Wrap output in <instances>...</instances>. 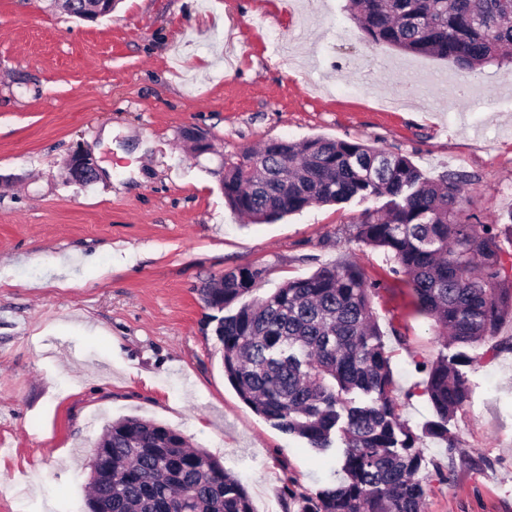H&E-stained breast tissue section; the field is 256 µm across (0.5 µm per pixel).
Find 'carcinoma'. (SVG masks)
I'll return each instance as SVG.
<instances>
[{"instance_id": "cac0c4a2", "label": "carcinoma", "mask_w": 512, "mask_h": 512, "mask_svg": "<svg viewBox=\"0 0 512 512\" xmlns=\"http://www.w3.org/2000/svg\"><path fill=\"white\" fill-rule=\"evenodd\" d=\"M367 40L450 60L463 71L512 67V0H348ZM471 176L433 181L409 157L354 140L272 141L224 160V200L256 223L315 204L386 198L365 210L354 237L407 277L421 314L462 351L427 368L434 419L421 433L400 420L390 358L354 264L322 267L218 319L224 373L240 398L282 431L319 451L343 449L340 479L304 497L301 512H424L419 443L447 442L470 399L464 349L493 339L512 315V274L502 229L461 216ZM263 270L224 274L198 289L206 307L242 299ZM102 440L112 480L91 466L89 512H254L242 483L178 432L128 417Z\"/></svg>"}]
</instances>
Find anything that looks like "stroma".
<instances>
[{"instance_id":"35a3bbf8","label":"stroma","mask_w":512,"mask_h":512,"mask_svg":"<svg viewBox=\"0 0 512 512\" xmlns=\"http://www.w3.org/2000/svg\"><path fill=\"white\" fill-rule=\"evenodd\" d=\"M195 128L214 150L195 155ZM357 140L428 178L472 175L464 214L512 212V68L370 44L346 0H118L93 20L59 0H0V512H88L94 446L113 421L180 432L245 485L255 512H298L329 457L275 428L224 374L198 290L264 269L257 299L324 266L358 265L401 419L432 416L444 349L404 275L353 226L378 200L252 224L217 169L269 141ZM89 154L98 179L65 181ZM512 318L471 349L472 399L427 438L424 512H512Z\"/></svg>"}]
</instances>
